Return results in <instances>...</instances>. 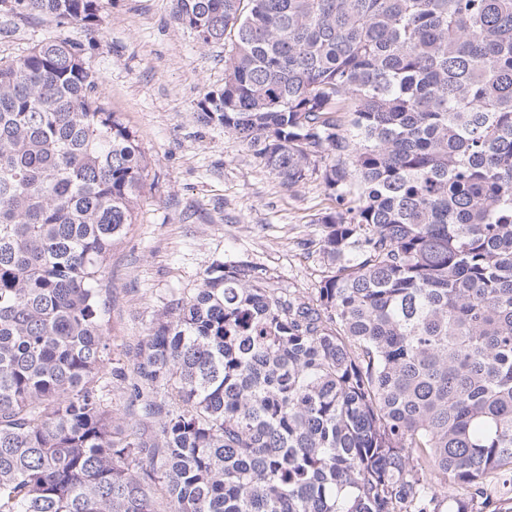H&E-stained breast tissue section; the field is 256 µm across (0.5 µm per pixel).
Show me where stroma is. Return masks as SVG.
Masks as SVG:
<instances>
[{
	"label": "stroma",
	"mask_w": 512,
	"mask_h": 512,
	"mask_svg": "<svg viewBox=\"0 0 512 512\" xmlns=\"http://www.w3.org/2000/svg\"><path fill=\"white\" fill-rule=\"evenodd\" d=\"M48 37L80 47L146 165L135 220L103 268L113 359L216 261L261 265L271 287L315 295L327 271L317 219L332 202L317 177L287 188L253 149L202 122L198 100L224 83L223 45L200 47L173 23L171 0H103L92 27L11 19L0 26V58Z\"/></svg>",
	"instance_id": "obj_1"
}]
</instances>
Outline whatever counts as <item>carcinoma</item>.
<instances>
[{"instance_id": "1", "label": "carcinoma", "mask_w": 512, "mask_h": 512, "mask_svg": "<svg viewBox=\"0 0 512 512\" xmlns=\"http://www.w3.org/2000/svg\"><path fill=\"white\" fill-rule=\"evenodd\" d=\"M92 26L102 0H0ZM201 120L333 207L312 300L214 262L110 366L144 162L79 48L0 60V512H512V0H173ZM125 383L140 423L115 424Z\"/></svg>"}]
</instances>
